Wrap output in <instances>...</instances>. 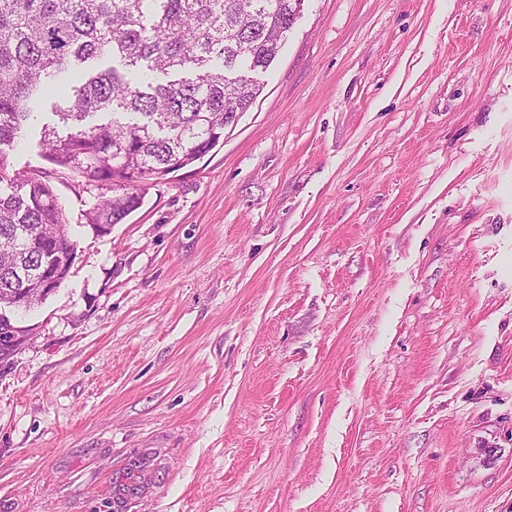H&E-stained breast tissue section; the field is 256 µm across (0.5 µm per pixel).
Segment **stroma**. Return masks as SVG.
I'll return each instance as SVG.
<instances>
[{
  "label": "stroma",
  "instance_id": "35a3bbf8",
  "mask_svg": "<svg viewBox=\"0 0 512 512\" xmlns=\"http://www.w3.org/2000/svg\"><path fill=\"white\" fill-rule=\"evenodd\" d=\"M224 143L0 362V512H512V0H305ZM133 479L135 493L120 491Z\"/></svg>",
  "mask_w": 512,
  "mask_h": 512
}]
</instances>
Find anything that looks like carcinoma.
Wrapping results in <instances>:
<instances>
[{
	"instance_id": "cac0c4a2",
	"label": "carcinoma",
	"mask_w": 512,
	"mask_h": 512,
	"mask_svg": "<svg viewBox=\"0 0 512 512\" xmlns=\"http://www.w3.org/2000/svg\"><path fill=\"white\" fill-rule=\"evenodd\" d=\"M304 0H0V183L6 148L53 89L61 136L45 127L43 157L81 170L99 190L84 215L98 226L136 211L151 181L178 171L224 143L263 87L268 69ZM108 57L114 65L73 86L66 74ZM193 75L142 85L141 68ZM141 183H126L128 173ZM0 192V298L39 288L50 263L72 266L78 241L47 182L16 175Z\"/></svg>"
}]
</instances>
